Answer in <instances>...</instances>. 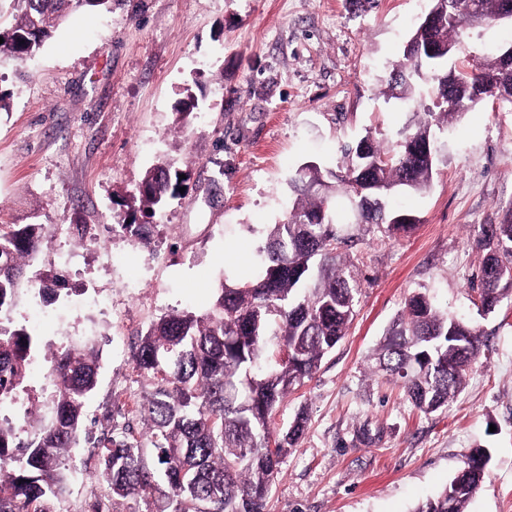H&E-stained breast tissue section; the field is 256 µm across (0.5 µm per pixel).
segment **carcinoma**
<instances>
[{
	"instance_id": "carcinoma-1",
	"label": "carcinoma",
	"mask_w": 512,
	"mask_h": 512,
	"mask_svg": "<svg viewBox=\"0 0 512 512\" xmlns=\"http://www.w3.org/2000/svg\"><path fill=\"white\" fill-rule=\"evenodd\" d=\"M500 21L502 0H451L435 12L429 29L416 25L409 40L428 41L434 55L403 52L383 80V94L418 104L399 130L393 148L366 135L344 149L342 171L306 166L289 181L294 198L283 219L270 225L264 268L242 284L216 289L205 313L173 312L141 335L133 355L153 389L139 413L149 425L152 456L116 425L93 439L100 476L112 498L155 495L157 512H267L280 464L304 433L299 413L282 433L269 423L283 399L313 374L342 340L357 312L363 283L356 261L342 255L362 236L377 231L399 238L415 226L391 207L404 192H425L436 173L439 151L433 132L460 120L502 86L500 103L512 106V65L497 52L475 68L448 65V46L473 23ZM13 23L0 27V54L20 63L34 56L52 30L81 11H108L112 0H9ZM430 83L434 99L420 97ZM179 101L177 125L198 114L190 89ZM184 171L171 161L146 169L138 186L147 218L182 198ZM345 196L356 213L351 229L336 222L335 200ZM485 254L472 290L484 311L512 293V208L498 224L481 225ZM49 234L44 224H22L0 234V310L24 288L47 302L57 296L61 275L44 264ZM38 339L25 326L0 324V408L17 403ZM479 330L448 315L422 291L413 292L389 328L373 360L377 371L402 383L406 396L430 414L448 405L480 353ZM101 352L93 338L52 356L54 390L41 405L33 432L0 419V512H28L64 493V454L85 424V403L95 389ZM489 453L474 449L457 473L414 512H466L485 479Z\"/></svg>"
}]
</instances>
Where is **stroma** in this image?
<instances>
[{
  "mask_svg": "<svg viewBox=\"0 0 512 512\" xmlns=\"http://www.w3.org/2000/svg\"><path fill=\"white\" fill-rule=\"evenodd\" d=\"M427 0H112L108 12L70 16L25 63L0 55V229L19 224L87 229L94 244L54 237L46 260L66 265L52 304L22 292L0 321L40 341L25 392L52 391L47 358L90 336L102 351L86 412L119 413L142 444L134 412L150 381L135 367L141 333L174 311H204L221 282L258 273L269 225L307 163L340 171L364 135L394 145L411 107L381 93L390 64ZM512 43V24L463 31L456 57L483 62ZM203 106L178 129L185 87ZM445 158L430 188L395 198L418 219L399 239L369 234L364 282L345 338L311 380L288 395L270 427L308 417L284 458L268 512H413L465 454L487 448L481 490L467 512H512V294L483 312L470 281L483 258L480 227L512 207V108L486 98L436 133ZM166 157L188 174L182 200L147 220L142 252L114 218L132 211L147 167ZM234 247L243 259L224 261ZM426 291L486 343L461 392L431 414L400 383L372 372V354L409 294ZM69 481L53 512H154L153 500L111 498L87 436L68 452Z\"/></svg>",
  "mask_w": 512,
  "mask_h": 512,
  "instance_id": "obj_1",
  "label": "stroma"
}]
</instances>
